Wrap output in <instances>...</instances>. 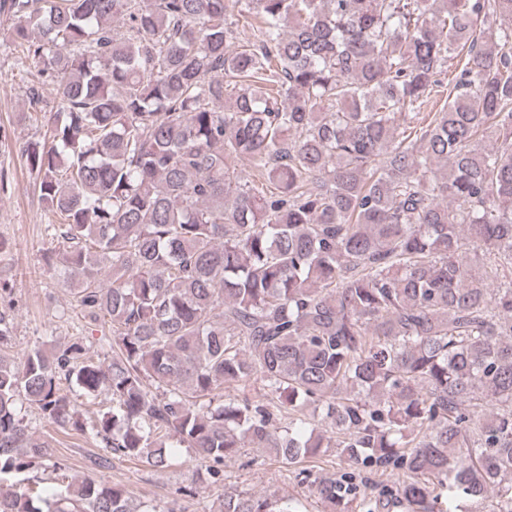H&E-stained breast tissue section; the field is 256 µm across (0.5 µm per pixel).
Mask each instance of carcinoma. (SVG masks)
Here are the masks:
<instances>
[{
    "label": "carcinoma",
    "mask_w": 512,
    "mask_h": 512,
    "mask_svg": "<svg viewBox=\"0 0 512 512\" xmlns=\"http://www.w3.org/2000/svg\"><path fill=\"white\" fill-rule=\"evenodd\" d=\"M232 2L261 18L243 48L226 0H0L60 100L23 146L61 218L45 266L112 324L96 357L77 337L16 360L0 310V512H159L59 464L38 488L23 401L119 460L183 447L214 483L244 448L398 476L316 477L323 512H512V280L490 287L512 270V0ZM62 379L107 404L92 427ZM303 508L226 491L207 512Z\"/></svg>",
    "instance_id": "obj_1"
}]
</instances>
